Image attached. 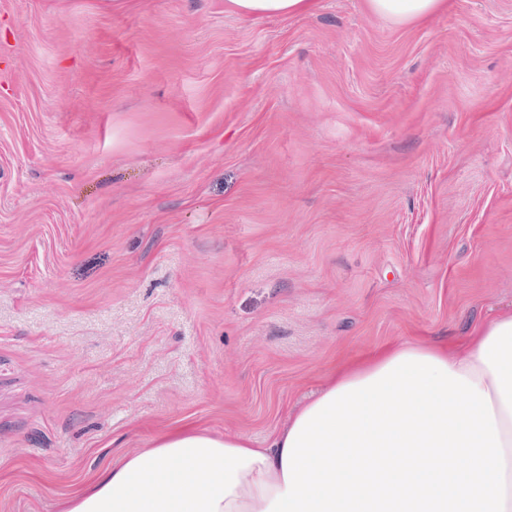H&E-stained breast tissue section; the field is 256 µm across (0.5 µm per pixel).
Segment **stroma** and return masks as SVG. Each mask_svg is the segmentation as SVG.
<instances>
[{
  "label": "stroma",
  "mask_w": 512,
  "mask_h": 512,
  "mask_svg": "<svg viewBox=\"0 0 512 512\" xmlns=\"http://www.w3.org/2000/svg\"><path fill=\"white\" fill-rule=\"evenodd\" d=\"M225 2L0 0V512L512 307V0ZM226 5L242 18L259 21L311 12L316 0H226ZM374 13L397 22L420 21L448 7L447 0H366Z\"/></svg>",
  "instance_id": "obj_1"
}]
</instances>
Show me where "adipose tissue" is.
<instances>
[{"label":"adipose tissue","mask_w":512,"mask_h":512,"mask_svg":"<svg viewBox=\"0 0 512 512\" xmlns=\"http://www.w3.org/2000/svg\"><path fill=\"white\" fill-rule=\"evenodd\" d=\"M371 11L397 22L420 21L447 0H366ZM240 17L259 21L314 10L316 0H226ZM430 356L489 394L505 451L506 491L512 494V311L495 315L458 342L400 341L340 361L319 390L291 409L266 447L247 436L185 426L160 433L151 447L124 454L71 491L61 512H265L284 492L282 458L297 420L340 387L379 372L398 356Z\"/></svg>","instance_id":"1"}]
</instances>
